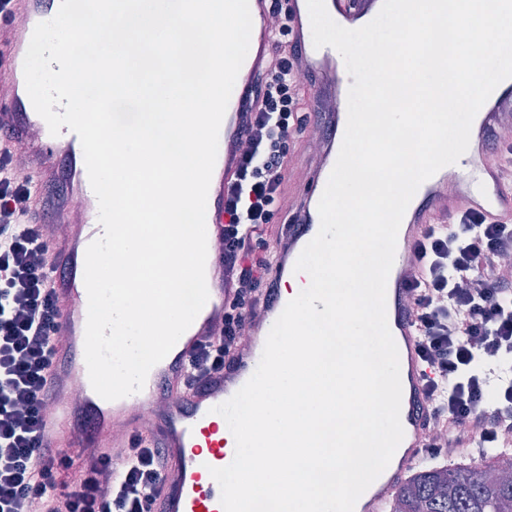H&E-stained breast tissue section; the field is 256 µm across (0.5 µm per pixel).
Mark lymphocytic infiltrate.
Masks as SVG:
<instances>
[{"mask_svg": "<svg viewBox=\"0 0 512 512\" xmlns=\"http://www.w3.org/2000/svg\"><path fill=\"white\" fill-rule=\"evenodd\" d=\"M272 15L273 64L258 80L243 128L238 181L224 193L221 254L233 292L223 324L189 360L184 386L195 392L223 374L248 319L271 294L287 155L310 119L286 0H272ZM16 154L0 137V512H165L168 462L156 433L133 434L119 452L101 448L79 461L42 441L64 270L41 214L60 189H34ZM414 253L410 311L431 372L427 429L463 453L512 448V381L498 386L494 400L484 398L489 366L512 359V273L500 264L512 254V223L462 208L451 223L427 225Z\"/></svg>", "mask_w": 512, "mask_h": 512, "instance_id": "f902f5d3", "label": "lymphocytic infiltrate"}]
</instances>
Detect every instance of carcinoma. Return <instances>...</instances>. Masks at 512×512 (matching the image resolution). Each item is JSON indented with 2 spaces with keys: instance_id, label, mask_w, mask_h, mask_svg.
<instances>
[{
  "instance_id": "obj_1",
  "label": "carcinoma",
  "mask_w": 512,
  "mask_h": 512,
  "mask_svg": "<svg viewBox=\"0 0 512 512\" xmlns=\"http://www.w3.org/2000/svg\"><path fill=\"white\" fill-rule=\"evenodd\" d=\"M500 467L469 465L425 469L403 483L393 512H512V478L491 479Z\"/></svg>"
}]
</instances>
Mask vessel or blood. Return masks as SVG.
<instances>
[{
	"label": "vessel or blood",
	"mask_w": 512,
	"mask_h": 512,
	"mask_svg": "<svg viewBox=\"0 0 512 512\" xmlns=\"http://www.w3.org/2000/svg\"><path fill=\"white\" fill-rule=\"evenodd\" d=\"M20 21L9 29L5 47L0 48V131L13 133L19 147L28 151V169L35 185H42L56 172L66 176L67 210L60 223L70 225L69 235L54 242L58 262L65 271L57 283L61 309L58 334L61 338L60 365L53 374V411L46 419L43 442L53 448H73L87 454L94 448H110L132 434L152 429L161 433L172 474L167 484L166 512H223L221 490L211 468L229 465L234 449L225 438L230 430L215 406L229 400L254 374L267 336L285 306L280 282L292 272L305 246L320 228L318 203L336 163L347 124V96L353 77L343 61L327 47L313 45L306 0H288L291 37L300 48V67L315 80L320 95L336 107L327 114L329 132L322 140L299 195L300 209L290 217L291 226L274 246V278L278 284L268 303L255 316L248 346L235 352L222 377L201 394L179 393L180 382L191 354L203 336L220 326L229 291L224 286V262L220 253L207 254L205 275L209 298L191 326L167 356L149 372L142 391L133 400L146 408H157L151 422H143L129 409V400L108 401L92 388L85 362L87 309L78 293L84 290L85 256L89 244L104 232L98 220V201L89 182L83 149L78 136L62 128L51 135L46 122L35 111L28 96L23 64L33 31L40 22L52 19L53 0H19ZM331 18L347 29L360 28L381 9L380 0H325ZM252 36L249 51L239 71L224 115L218 152L206 205L208 236L224 232V190L237 174V145L245 115L256 94V78L270 63L274 33L268 20L271 0H249ZM512 122V78L503 80L476 114L470 143L460 158L462 171L454 192L437 184L420 185L413 207L403 216L393 267L387 283L391 316L389 330L399 352L402 399L400 420L404 437L391 462L357 500L354 512H386L388 502L401 484L416 470L435 461L425 448L422 409L426 404L425 370L418 352V328L409 312L408 286L417 268L413 244L425 225L444 224L457 204L493 221L512 220V168L491 161L483 148L488 127ZM80 384L82 397H73L71 387ZM170 384L172 397L161 400L160 387ZM90 420L87 428L73 424L77 412Z\"/></svg>",
	"instance_id": "b4317fda"
}]
</instances>
